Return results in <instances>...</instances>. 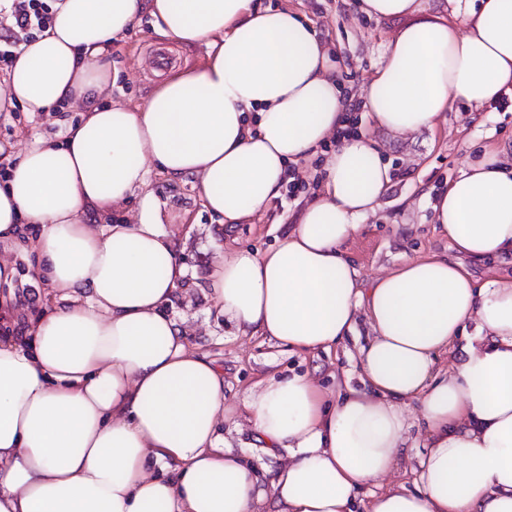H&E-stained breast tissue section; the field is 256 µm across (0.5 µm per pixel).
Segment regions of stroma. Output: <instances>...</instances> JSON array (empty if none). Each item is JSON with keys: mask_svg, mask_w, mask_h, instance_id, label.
Here are the masks:
<instances>
[{"mask_svg": "<svg viewBox=\"0 0 512 512\" xmlns=\"http://www.w3.org/2000/svg\"><path fill=\"white\" fill-rule=\"evenodd\" d=\"M262 3L300 12L314 23L328 46L333 74L353 97L360 96L380 64L385 44L402 26L398 20H376L362 14L357 0ZM158 44L144 18L113 42L109 61L118 71L113 100L132 106L145 102L159 81L154 56ZM355 118L358 128L375 140L395 175L383 207L365 220L361 232L344 249L368 283L395 269L405 258L447 250V240L432 222L431 201L483 148L512 142V95L479 110L455 102L434 128L406 135L378 128L366 111L356 112ZM79 119L76 112L63 118L54 112L41 116L21 110L0 114V146L8 150L6 162H14L34 138L60 140L64 122ZM149 180L162 204L165 226L179 243L178 254L188 274L171 311L183 319L192 350L208 355L223 369L227 401H239L257 383L274 376L308 373L328 391L336 390L345 377H358L355 356L369 335L366 322H359L355 335L333 350L298 354L261 336H233L219 303L204 290L209 270L220 257L218 245L260 253L274 247L301 204L312 197L314 179H307L305 189L297 195L282 194L260 221L232 225L220 223L203 208L191 180L174 181L156 171L150 173ZM219 432L227 445L244 451L248 459L271 469L278 467V458L265 455L257 446L245 418L221 425Z\"/></svg>", "mask_w": 512, "mask_h": 512, "instance_id": "35a3bbf8", "label": "stroma"}]
</instances>
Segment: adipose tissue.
<instances>
[{"label": "adipose tissue", "mask_w": 512, "mask_h": 512, "mask_svg": "<svg viewBox=\"0 0 512 512\" xmlns=\"http://www.w3.org/2000/svg\"><path fill=\"white\" fill-rule=\"evenodd\" d=\"M358 7L407 21L364 88L377 127L405 135L454 102L512 94V0ZM145 14L159 37L204 46L207 59L132 107L111 101L107 57ZM326 59L309 22L260 0H63L0 80V109L82 114L61 141L33 139L0 184V247L32 254L44 290L29 318L15 264L0 260V512H354L358 493L396 468L413 425L426 436L415 488L372 493L368 512H512V276L480 284L463 264L512 255L506 147L483 150L437 193L449 253L363 284L343 246L394 174L359 132L328 154L275 247L212 265L206 292L236 335L301 353L366 321L359 387L332 398L295 373L226 405L223 371L167 311L186 271L151 170L193 179L223 223H252L289 166L345 125ZM129 202L133 218L113 219ZM240 414L268 455L284 453L280 468L225 446L218 429Z\"/></svg>", "instance_id": "obj_1"}]
</instances>
